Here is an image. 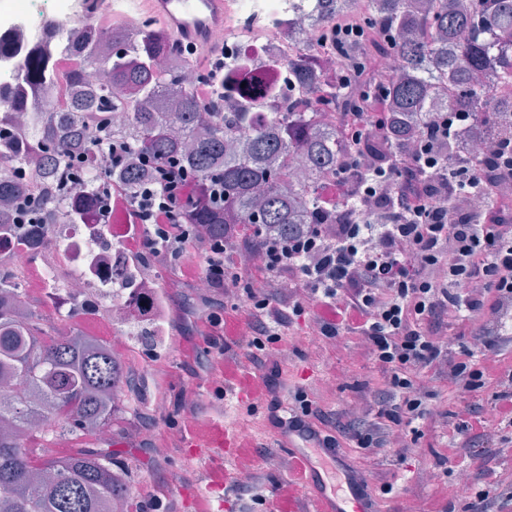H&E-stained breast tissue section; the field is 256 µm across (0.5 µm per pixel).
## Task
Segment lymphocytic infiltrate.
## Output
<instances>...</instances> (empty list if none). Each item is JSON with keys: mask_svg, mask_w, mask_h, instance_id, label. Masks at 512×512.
I'll return each mask as SVG.
<instances>
[{"mask_svg": "<svg viewBox=\"0 0 512 512\" xmlns=\"http://www.w3.org/2000/svg\"><path fill=\"white\" fill-rule=\"evenodd\" d=\"M334 48L363 41L364 55L353 73L385 79L381 60L392 55V38L375 31L368 19L339 22L331 30ZM384 94L347 112L342 132L347 142L346 169H360L366 182L354 192L356 211L343 224H310L288 239L255 243L260 271L267 281L288 277L328 307L321 336L332 339L348 331L362 337L374 361L388 374L389 424L358 434L356 444L373 452L388 442L392 426L411 425L427 412L413 374L447 365L448 378L470 392L483 373L469 362L446 364L447 343L437 318L442 312L478 314L493 292L495 306L512 302V151L484 139L449 164V137L463 113L438 112L427 131L396 147L384 168H375L364 152L367 136H382L388 125ZM184 172L161 169L158 179L137 196L133 207L147 237L130 236L129 250L148 248L156 261L175 262L182 279L211 288L239 287L237 252L223 241L196 236L185 210ZM249 337L246 359L267 372L264 389L281 390L280 370L266 346L278 341L302 303L285 306L278 290H267L243 306ZM209 348L191 345L188 355L206 359L216 379L224 377L227 319L203 318Z\"/></svg>", "mask_w": 512, "mask_h": 512, "instance_id": "1", "label": "lymphocytic infiltrate"}]
</instances>
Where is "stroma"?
I'll return each instance as SVG.
<instances>
[{
  "label": "stroma",
  "mask_w": 512,
  "mask_h": 512,
  "mask_svg": "<svg viewBox=\"0 0 512 512\" xmlns=\"http://www.w3.org/2000/svg\"><path fill=\"white\" fill-rule=\"evenodd\" d=\"M161 298L168 312L157 341H132L143 356L131 372L136 403L118 412L112 449L119 461L118 471L130 494L141 501L145 512H207L210 504L223 502L222 512H285L288 497L304 498L305 489L293 467L283 466L288 451L276 444L274 428L267 423L269 399L261 395L262 373L248 377L254 392L241 399L234 382L217 386L203 367L186 366L182 351L190 344L207 346L199 334L202 316L223 313L232 304L244 305L250 291L265 289L266 282L257 265L248 264L240 287L217 292L199 290L181 282L174 264L158 266ZM306 307L294 320L285 339L270 344L269 352L281 370L291 403L292 392L300 391L326 417L328 430L341 445L340 454L359 467L374 494L377 512H512V427L503 424L494 409V397L512 373V306L476 315L466 327H459L453 315L442 318L447 327L448 358H464L468 332L488 328L499 341L492 353L478 357L476 368L484 372L482 388L464 393L446 375L428 368L416 378L424 390L429 413L420 421L418 440L412 455H404L396 442L371 453L357 448L353 431H368L378 420L377 413L387 399L386 374L369 357L360 336L344 332L328 339L317 333L322 308L310 294H302ZM194 397L198 416L187 415L184 401ZM163 400L164 413H155L152 404ZM484 414L488 436L459 434L456 426L470 413ZM247 427L245 438L250 453L238 461L225 462L222 454L195 456L186 447L197 420ZM180 436L168 442L164 460H156V444L166 440L171 430ZM258 466L264 480L258 500L238 499L232 487L215 489L211 475L235 472L239 465ZM179 468L188 479L172 486L167 482L171 468ZM466 470L468 486H460L456 474ZM391 493H383L384 483Z\"/></svg>",
  "instance_id": "35a3bbf8"
}]
</instances>
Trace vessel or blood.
Returning a JSON list of instances; mask_svg holds the SVG:
<instances>
[{
    "instance_id": "vessel-or-blood-1",
    "label": "vessel or blood",
    "mask_w": 512,
    "mask_h": 512,
    "mask_svg": "<svg viewBox=\"0 0 512 512\" xmlns=\"http://www.w3.org/2000/svg\"><path fill=\"white\" fill-rule=\"evenodd\" d=\"M150 11L170 38L189 42L197 48L209 47L210 27L224 23L225 0H147ZM282 447L287 448L300 466L308 505L305 512H373L363 496L367 479L345 460H338L328 448L316 447L306 433L278 431ZM239 426H214L190 445L199 453L220 450L236 456L241 446Z\"/></svg>"
}]
</instances>
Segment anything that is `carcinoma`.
<instances>
[{
	"mask_svg": "<svg viewBox=\"0 0 512 512\" xmlns=\"http://www.w3.org/2000/svg\"><path fill=\"white\" fill-rule=\"evenodd\" d=\"M362 9L376 29L404 35L393 43L403 75L382 86L391 112L388 142H367L378 161L426 131L436 112L476 114L477 134L489 139L512 128V100L495 94L500 81L512 78V0H309L292 34L302 42L306 29ZM168 45L159 28L129 34L108 19L71 38V109L45 108L37 117L42 166L31 178L44 180L43 187L34 193L15 171L12 183L0 185L4 221L37 195V223H52L57 212L67 223L86 222L91 213L73 198L75 183L92 197L105 180L131 195L154 181L156 167L176 164L188 174L192 223L214 239L234 238L239 224L252 225L257 238L287 239L308 224L336 223L343 208L323 209L321 190L341 169L345 141L339 126L319 124L316 114L340 116L359 106L356 84L342 88L339 74L304 49L288 59V75L318 93L309 111H257L252 89L241 87V66L229 89L243 104L235 112H208L182 88L183 59ZM360 55L359 43H345L339 68L353 71ZM117 112L127 119L120 129L112 121ZM101 141L131 151L103 163ZM52 330L21 289L0 277V512H126L129 488L112 469L111 449L73 448L44 459L27 445L48 412L56 423L44 443L96 436L112 428L133 392L112 348Z\"/></svg>",
	"mask_w": 512,
	"mask_h": 512,
	"instance_id": "1",
	"label": "carcinoma"
}]
</instances>
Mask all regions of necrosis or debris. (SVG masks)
<instances>
[{
  "mask_svg": "<svg viewBox=\"0 0 512 512\" xmlns=\"http://www.w3.org/2000/svg\"><path fill=\"white\" fill-rule=\"evenodd\" d=\"M294 0H234L224 24L212 28L211 42L222 49L224 62L247 61L251 75L265 78L269 93L259 98L262 111L275 114L295 105V94L282 71L271 70L270 52L297 53L301 46L316 51L322 64L336 55L323 47V30L312 31L306 43L288 37V22L296 14ZM95 19L90 0H0V122L17 133L15 143L0 142V155L30 164L36 156L40 129L36 112L59 99L70 81L73 64L61 54L66 40ZM50 63L47 85L32 83L30 60ZM133 228L132 214H110L87 224H42L37 236L0 240V273L25 282L30 264H40L44 283L35 301L61 316L102 315L112 322L113 339L123 363L134 360L126 346L130 326L158 331L164 313L155 295L158 280L146 256L127 251L123 241Z\"/></svg>",
  "mask_w": 512,
  "mask_h": 512,
  "instance_id": "4bbe7bcc",
  "label": "necrosis or debris"
}]
</instances>
